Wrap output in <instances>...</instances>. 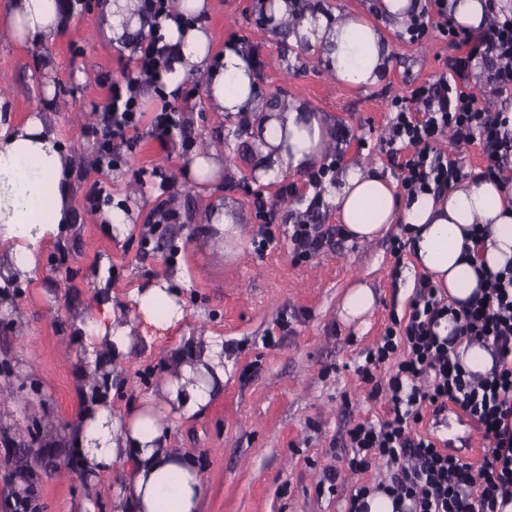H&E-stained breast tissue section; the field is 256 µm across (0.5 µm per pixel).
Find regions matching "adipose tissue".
I'll use <instances>...</instances> for the list:
<instances>
[{"instance_id": "1", "label": "adipose tissue", "mask_w": 512, "mask_h": 512, "mask_svg": "<svg viewBox=\"0 0 512 512\" xmlns=\"http://www.w3.org/2000/svg\"><path fill=\"white\" fill-rule=\"evenodd\" d=\"M209 0H179L178 20L154 28L170 51L160 82L167 99L180 98L194 71L205 76V94L221 111L237 113L252 98L253 70L243 52L228 48L209 53V35L190 17L202 14ZM106 38L121 42L140 29L144 18L139 0H101ZM65 0H14L9 24L19 42L48 36L65 26ZM296 36L313 35L314 45L329 58L339 83L364 87L378 83L390 62L392 47L384 33L365 16L336 20L307 17ZM252 136L265 179L309 170L323 156L328 130L297 106L278 109L274 119L255 121ZM72 170L58 137L40 115L0 130V288L35 274L43 241L58 236L70 222ZM349 236L371 241L393 225H406L412 237L415 266L449 297L464 302L486 288L480 269L498 271L512 264V180L478 178L441 196L419 194L399 202L393 181L352 166L326 193ZM483 225V241L474 229ZM132 321L121 309L102 303L91 316L77 320L76 336L87 349L79 368L89 379L104 371V358L121 360L133 347L134 334L145 341L178 335L171 354L177 367L160 387L159 398L129 416L112 414L110 403L98 400L84 411L72 433L83 469L91 474L128 464L117 512H200L204 498L193 460L169 448L163 418L205 413L224 390L229 370L224 341L213 335L180 337L187 307L180 289L164 280L149 281L128 294Z\"/></svg>"}]
</instances>
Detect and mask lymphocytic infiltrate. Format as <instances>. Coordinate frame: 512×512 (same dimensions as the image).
I'll return each mask as SVG.
<instances>
[{"instance_id": "f902f5d3", "label": "lymphocytic infiltrate", "mask_w": 512, "mask_h": 512, "mask_svg": "<svg viewBox=\"0 0 512 512\" xmlns=\"http://www.w3.org/2000/svg\"><path fill=\"white\" fill-rule=\"evenodd\" d=\"M437 14L432 26L447 38L453 56L445 71L391 101L394 117L386 142L410 196H437L461 181L460 161L436 146L446 135L459 147L482 145L487 160L483 178L501 176L512 164V131L470 83L481 66L490 95L512 91V16L473 31L455 24L446 9ZM432 26L420 15L408 32L418 39ZM168 60V48L157 38L138 42L132 70L111 88L104 121L112 135L139 123L143 87L157 81ZM485 280L487 291L459 306L429 279H421L407 318L387 327L366 356V375L391 356L399 361L386 385L370 393L374 399L385 397L386 419L356 424L348 432V465L358 474L373 462H384L390 477L376 489L392 497L399 512H498L499 500L512 499V267L486 273ZM448 320L454 329L441 334ZM463 341L490 349L494 365L488 376L461 364L456 345ZM452 406L477 424L486 442L479 467L457 457L433 433L418 429L425 416L439 417Z\"/></svg>"}]
</instances>
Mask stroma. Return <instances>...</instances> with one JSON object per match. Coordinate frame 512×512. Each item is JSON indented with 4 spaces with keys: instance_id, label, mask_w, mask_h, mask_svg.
Masks as SVG:
<instances>
[{
    "instance_id": "35a3bbf8",
    "label": "stroma",
    "mask_w": 512,
    "mask_h": 512,
    "mask_svg": "<svg viewBox=\"0 0 512 512\" xmlns=\"http://www.w3.org/2000/svg\"><path fill=\"white\" fill-rule=\"evenodd\" d=\"M71 2L62 31L19 45L6 33L11 0H0V125L22 124L43 110L75 157L72 221L43 241L34 277L9 289L0 309V364L10 366L0 373V512H16L23 499L33 512H80L86 500L95 512H117L122 477L87 475L71 443L88 402L76 376L84 347L74 343L71 328L96 310L103 266L122 308L131 288L183 273L186 332L224 340L232 369L223 395L202 416L166 420L170 447L190 455L204 475L201 512H345L356 485L389 478L379 462L358 475L350 471L347 432L386 417L359 368L391 314L405 315L422 274L410 250L398 256L391 250L401 225L371 242L333 240L302 261L289 227L303 218L337 225L322 196L348 166L364 163L399 180L384 141L390 102L443 71L451 48L434 30L413 42L405 27L387 29L389 69L376 85L351 88L336 82L318 48L300 49L262 27L263 0H209L199 21L213 55L230 45L256 47L262 96L232 116L207 101L203 75H189L175 102L179 125L162 144L152 126L156 90L145 86L140 124L104 166L102 115L132 50L95 35L99 0ZM272 93L326 123L322 184L291 173L260 185L249 181L259 160L249 128ZM203 143L217 150L222 167L202 183L187 168ZM145 168L164 172L167 190L141 184ZM95 189L102 201L121 200L130 221L125 238L107 236L96 221L86 201ZM268 206L275 210L274 240L263 246L259 229ZM216 207L228 208L240 230L229 252L209 222ZM161 209L170 218L158 223ZM358 276L377 296L364 327L338 316ZM174 343L171 337L137 342L133 356L110 367L104 394L113 413L129 414L149 396L169 370ZM331 470L333 482L326 478Z\"/></svg>"
}]
</instances>
